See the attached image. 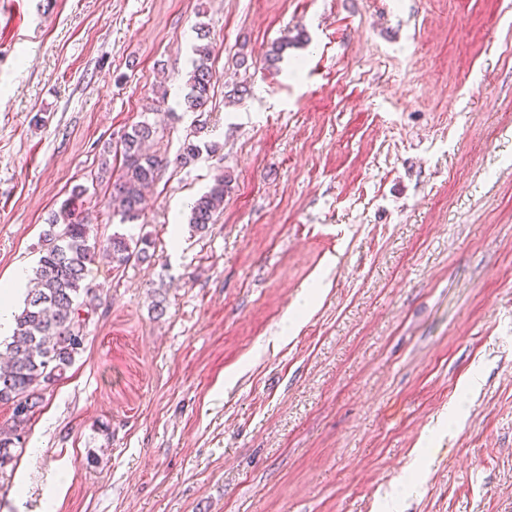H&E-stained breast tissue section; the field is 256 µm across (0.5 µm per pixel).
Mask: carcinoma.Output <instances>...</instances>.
<instances>
[{
  "label": "carcinoma",
  "instance_id": "cac0c4a2",
  "mask_svg": "<svg viewBox=\"0 0 512 512\" xmlns=\"http://www.w3.org/2000/svg\"><path fill=\"white\" fill-rule=\"evenodd\" d=\"M194 47L195 58L186 80L183 105L190 112L206 111L216 80L210 64L212 45ZM157 135L147 122L136 124L120 142L123 167L112 182L109 206L120 223L136 221L144 202V191L155 184L167 164L144 145ZM231 178L217 175L211 186L193 203L188 223L198 231L208 228L224 207ZM85 193L75 186L70 197L47 219L43 232L42 255L34 270V287L27 292L22 311L15 316L11 342L6 346L7 361L0 366V404L12 409L11 424L0 427V483L10 478L16 465L14 449L21 445L22 433L39 407L43 391L52 386L84 350L85 333L78 326L79 311L88 309L89 287L85 284L87 264L96 256L113 266L126 265L131 258H149L147 240L135 243L114 236L99 248L88 243V226L78 211V200Z\"/></svg>",
  "mask_w": 512,
  "mask_h": 512
}]
</instances>
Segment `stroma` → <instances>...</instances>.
<instances>
[{
  "mask_svg": "<svg viewBox=\"0 0 512 512\" xmlns=\"http://www.w3.org/2000/svg\"><path fill=\"white\" fill-rule=\"evenodd\" d=\"M145 119L170 164L122 224L91 176ZM79 184L150 257L89 265L0 512H512V0H0V279ZM196 57L192 61V69L186 80L187 93L183 99L186 111L206 112L211 99V89L216 80L215 72L210 64L212 45L210 42L200 43L194 47ZM231 178L228 175H217L211 186L193 203L188 223L198 231L208 228L212 224L216 215L224 207V196L228 192Z\"/></svg>",
  "mask_w": 512,
  "mask_h": 512,
  "instance_id": "1",
  "label": "stroma"
}]
</instances>
